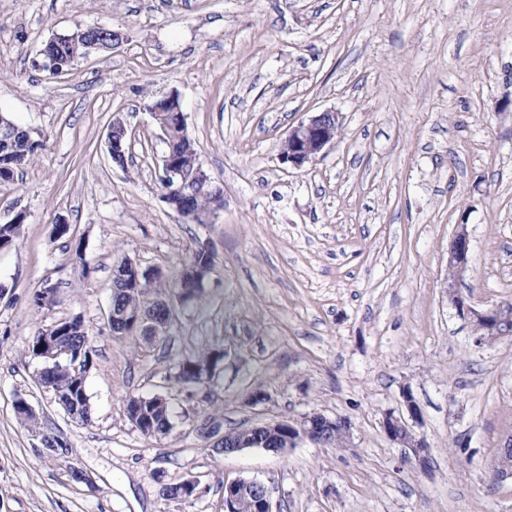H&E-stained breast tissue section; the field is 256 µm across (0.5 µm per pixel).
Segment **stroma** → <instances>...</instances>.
Here are the masks:
<instances>
[{
    "instance_id": "1",
    "label": "stroma",
    "mask_w": 512,
    "mask_h": 512,
    "mask_svg": "<svg viewBox=\"0 0 512 512\" xmlns=\"http://www.w3.org/2000/svg\"><path fill=\"white\" fill-rule=\"evenodd\" d=\"M77 24L125 41L61 76L35 70L42 43ZM171 92L224 191L211 224L162 199L146 107ZM326 110L335 140L303 168L281 164L289 128ZM0 112L44 144L0 184V224L27 214L0 250V512H224L240 478L268 488L273 512H512V479L492 475L512 436V340L476 343L447 290L464 223L458 293L478 309L512 300V0H0ZM117 116L132 133L122 166L106 146ZM200 249L212 269L165 345L112 334L117 261L173 275ZM47 279L58 302L40 307ZM76 316L92 349L87 424L38 384L31 353L37 329ZM214 347L211 399L167 382ZM406 388L425 467L381 426ZM256 391L268 401L247 403ZM154 393L173 427L148 438L125 404ZM314 411L350 417V446L222 456L197 430ZM46 433L67 461L43 454ZM191 477L206 495L160 498ZM471 239L467 224H458L450 245L449 262L456 270V280L462 278L469 270Z\"/></svg>"
}]
</instances>
